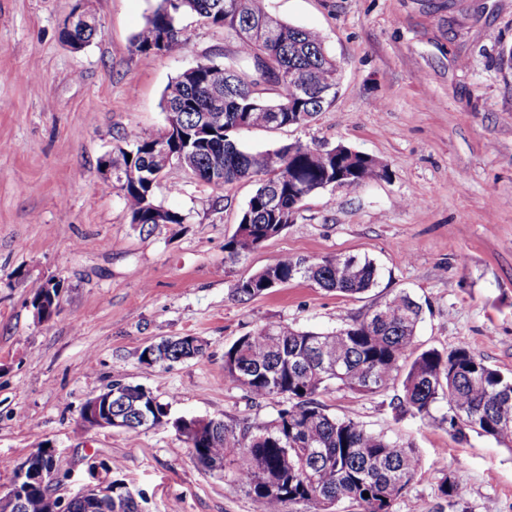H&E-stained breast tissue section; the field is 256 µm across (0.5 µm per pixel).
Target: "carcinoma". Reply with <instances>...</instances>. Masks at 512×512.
Returning <instances> with one entry per match:
<instances>
[{"label":"carcinoma","instance_id":"cac0c4a2","mask_svg":"<svg viewBox=\"0 0 512 512\" xmlns=\"http://www.w3.org/2000/svg\"><path fill=\"white\" fill-rule=\"evenodd\" d=\"M193 14L205 23L237 34L242 66L235 71L208 57L183 71L165 88L167 120L180 126L183 137L167 144L171 160L199 180L215 187L258 177L234 234L224 251L238 258L259 248L288 227L284 215H294L305 197L330 187L355 188L384 175L371 157L343 146L332 155L324 145L300 142L274 150L251 152L234 134L246 129L301 126L327 111L336 99L340 65L324 48L321 35L284 23L267 13L261 0H158L134 49L145 56H170L185 46L181 17ZM277 38L265 36V28ZM97 35L61 31L62 41L76 50ZM300 81L309 93L295 97ZM276 91L269 97L260 85ZM218 110L224 120L206 121ZM159 137L134 130L118 136L112 172L131 215L141 226L183 224L186 217L157 203L154 172L164 167L156 147ZM303 279L343 296L364 293L377 285L378 271L368 258L336 255L310 262L281 258L235 282L233 297L247 301L272 287ZM423 306L401 291L352 323L320 333L268 323L238 337L224 350V377L253 401L280 398L287 406L268 423L210 418L177 427L193 458L212 472L224 468V480L253 501L273 505L278 512L299 506L300 512H337L348 502L361 512H394V505L423 467L422 457L409 444L373 433L352 419L330 415L318 397L334 384L351 391L383 395L395 383L400 394L393 408L420 418L432 416L440 403L448 407L441 421L454 434L465 431L492 437L512 448V378L490 367L461 345L448 352L414 351V337ZM194 336L178 337L165 348L158 363L141 351L142 364L169 365L204 354ZM121 394L112 397L114 412L130 420L138 433V412L162 425L168 405L141 386L112 383ZM112 507L142 512L134 493L112 483ZM369 497H363V492ZM439 491L453 504L464 494L446 476ZM47 490L28 492L23 512H47Z\"/></svg>","mask_w":512,"mask_h":512}]
</instances>
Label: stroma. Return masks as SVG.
<instances>
[{"mask_svg":"<svg viewBox=\"0 0 512 512\" xmlns=\"http://www.w3.org/2000/svg\"><path fill=\"white\" fill-rule=\"evenodd\" d=\"M98 34L75 51L60 37L74 0H0V493L15 468L50 446L55 496L90 478L122 480L146 512H261L243 491L203 470L165 425L131 434L86 427V400L120 381L169 404L171 418L273 419L278 399L247 401L224 377V349L282 322L330 332L399 291L424 308L415 350L466 346L512 377V0H263L279 20L318 31L341 67L336 102L311 123L239 131L247 150L338 143L386 168L357 188L307 196L279 236L228 257L224 242L255 189H217L170 167L156 200L187 217L152 230L132 223L101 167L119 132L166 125L163 92L210 56L238 64V39L182 17L186 46L144 56L133 38L157 0H87ZM357 255L379 269L352 297L297 280L249 301L230 288L277 259ZM61 283L57 314L31 300ZM203 341V357L165 368L139 361L152 343ZM391 394L329 387V413L416 448L423 468L395 512H512V450L468 432L441 410L396 416ZM465 491L456 505L443 476Z\"/></svg>","mask_w":512,"mask_h":512,"instance_id":"35a3bbf8","label":"stroma"}]
</instances>
